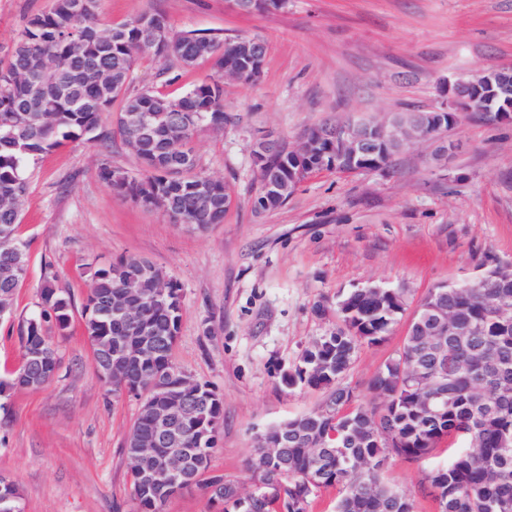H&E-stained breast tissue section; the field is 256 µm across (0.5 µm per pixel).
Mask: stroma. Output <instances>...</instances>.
<instances>
[{
    "mask_svg": "<svg viewBox=\"0 0 512 512\" xmlns=\"http://www.w3.org/2000/svg\"><path fill=\"white\" fill-rule=\"evenodd\" d=\"M50 4L0 0L1 59L26 19ZM143 13L165 15L175 32L267 44L257 84L224 86L233 123L192 142L199 170L224 180L233 202L223 223L200 232L117 195L100 177L102 163L133 178L143 170L112 111L101 118L111 141L76 140L29 163L20 225L29 270L11 322L0 323V377L21 362L16 327L36 311L46 279L70 293L73 309L67 335L51 337L61 357L51 382L0 397V475L16 483L19 512H136L124 442L139 402L107 392L95 370L82 320L90 267L136 254L180 283L173 361L222 398L210 472L246 496L258 490L247 467L256 434L327 397L282 376L314 337L338 326L340 295L369 284L406 291L404 315L384 342L360 347L344 379L366 404L374 399L369 380L402 350L430 289L512 262V121L472 112L444 133L452 149L443 166L423 144L383 170L311 174L281 207L252 209L261 136L294 148L323 123L436 110L448 103L444 81L512 66V0H286L250 13L231 0L99 2L106 27ZM209 72L205 63L139 52L130 88L177 97ZM448 460L444 450L418 462L393 457L384 479L415 493V512H435L418 484Z\"/></svg>",
    "mask_w": 512,
    "mask_h": 512,
    "instance_id": "stroma-1",
    "label": "stroma"
}]
</instances>
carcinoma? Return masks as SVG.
I'll return each instance as SVG.
<instances>
[{
  "label": "carcinoma",
  "mask_w": 512,
  "mask_h": 512,
  "mask_svg": "<svg viewBox=\"0 0 512 512\" xmlns=\"http://www.w3.org/2000/svg\"><path fill=\"white\" fill-rule=\"evenodd\" d=\"M76 0H51L50 7L29 17L6 62L0 65V310L11 317L16 288L28 272V245L18 237L22 207L28 194L27 164L38 155L69 141L108 139L100 131L101 114L121 100L117 130L126 137L122 117L163 109L167 123L152 126L134 154L144 175L140 179L104 166L101 178L118 194L145 208L163 198L172 206L174 223L205 230L224 222V182L197 170L185 120L200 115L199 128L217 132L232 122L224 110V74L242 47L243 39L222 42L192 31L173 34L162 45L149 43L139 22L147 19L165 27L167 19L145 13L129 22L103 29L98 22L99 0L79 12ZM147 49L160 59L173 58L184 66L210 65L212 74L180 97L152 91L127 93L133 52ZM107 72L108 87L94 75ZM320 143L303 161L311 172L332 171ZM288 147L270 154L257 170L265 182L284 173ZM153 263L126 255L98 267L92 274L83 305L84 334L100 366L101 355L124 354L114 378L104 384L114 392L127 389L140 399L136 418L125 438V453L137 512H164L168 500L197 484L210 468L224 421L222 398L211 385L190 379L173 362L174 338L182 322L181 286L160 267L167 280L164 301L155 299L151 280L130 293L126 284L141 278ZM123 300L138 307L145 326L156 336L154 347H143L140 333L116 321L112 304ZM441 300L455 312L441 348H433L411 322L402 351L386 361L370 383L381 398L378 404H357L353 388L342 385L360 345L385 340L391 326L405 312L401 288H357L336 302L342 326L315 338L302 352L300 364L284 375L290 386L327 389V407L276 424L254 441L249 471L262 484L264 495L253 507L238 505L237 487L215 476L206 482L210 499L224 504V512H272L281 499L288 512H307L309 499L321 487H341L335 512H414V498L383 478L382 461L400 456L425 459L443 441L463 440L468 448L452 451L447 466L425 473L419 484L424 493L441 490V512H512V323L501 316L512 309V280L494 287L478 279L446 288H434L417 310ZM71 296L45 281L39 292L38 312L19 325L21 364L10 377L0 378V395L18 388L38 390L53 378L58 353L47 327L65 332L70 324ZM473 323L480 332L460 336ZM192 383H187V380ZM448 391V403L438 415L426 401L437 391ZM170 409L180 431V447L187 449L189 481L169 480L154 488L140 484L133 441H153L157 451L166 444L157 438L153 413ZM338 432L340 437L331 438ZM288 434L282 457L267 449L278 436ZM335 454L318 457L320 441ZM18 489L14 482L0 485V512H14Z\"/></svg>",
  "instance_id": "cac0c4a2"
}]
</instances>
